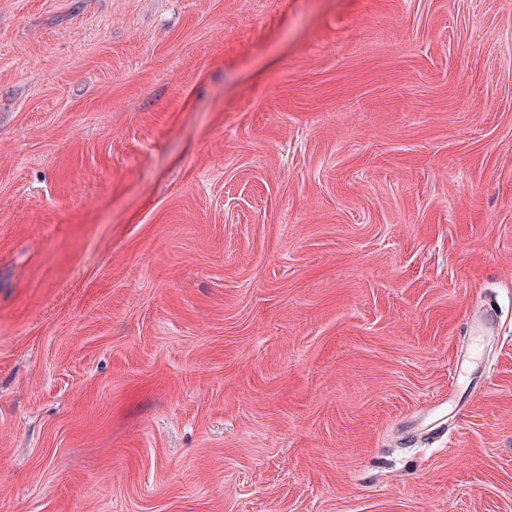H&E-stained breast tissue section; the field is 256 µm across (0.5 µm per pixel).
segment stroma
I'll use <instances>...</instances> for the list:
<instances>
[{
  "label": "stroma",
  "mask_w": 512,
  "mask_h": 512,
  "mask_svg": "<svg viewBox=\"0 0 512 512\" xmlns=\"http://www.w3.org/2000/svg\"><path fill=\"white\" fill-rule=\"evenodd\" d=\"M0 512H512V0H0Z\"/></svg>",
  "instance_id": "1"
}]
</instances>
